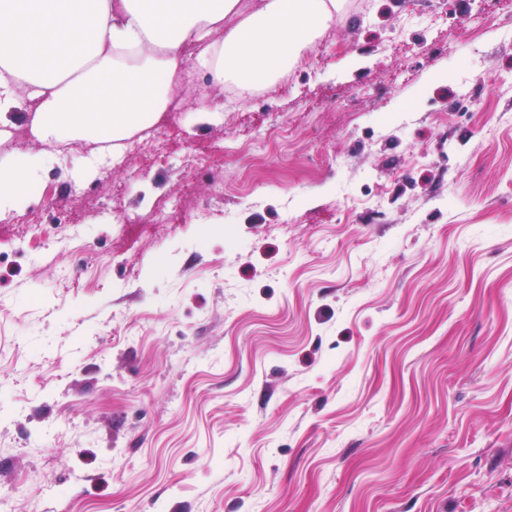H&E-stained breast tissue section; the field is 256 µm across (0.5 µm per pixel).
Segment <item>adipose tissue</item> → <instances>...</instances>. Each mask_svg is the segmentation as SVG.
I'll use <instances>...</instances> for the list:
<instances>
[{
    "label": "adipose tissue",
    "mask_w": 512,
    "mask_h": 512,
    "mask_svg": "<svg viewBox=\"0 0 512 512\" xmlns=\"http://www.w3.org/2000/svg\"><path fill=\"white\" fill-rule=\"evenodd\" d=\"M239 4L0 0V116L34 113L46 142L122 140L166 111L185 63L242 95L272 85L330 26L340 0H263L245 16ZM43 163L18 150L0 170V205L25 199Z\"/></svg>",
    "instance_id": "obj_1"
}]
</instances>
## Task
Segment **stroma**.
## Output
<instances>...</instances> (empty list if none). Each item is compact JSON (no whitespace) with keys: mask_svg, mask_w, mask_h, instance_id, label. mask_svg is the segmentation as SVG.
<instances>
[{"mask_svg":"<svg viewBox=\"0 0 512 512\" xmlns=\"http://www.w3.org/2000/svg\"><path fill=\"white\" fill-rule=\"evenodd\" d=\"M411 8L343 0L221 112L191 74L133 153L0 119L45 158L0 208V504L512 512V0Z\"/></svg>","mask_w":512,"mask_h":512,"instance_id":"1","label":"stroma"}]
</instances>
